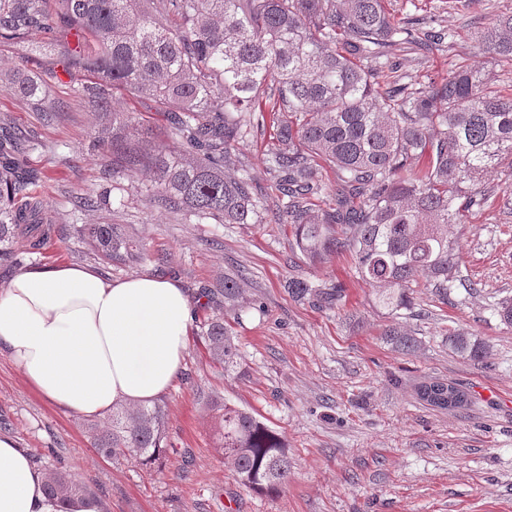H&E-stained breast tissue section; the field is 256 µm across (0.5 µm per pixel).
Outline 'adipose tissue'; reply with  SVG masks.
Returning <instances> with one entry per match:
<instances>
[{
	"mask_svg": "<svg viewBox=\"0 0 512 512\" xmlns=\"http://www.w3.org/2000/svg\"><path fill=\"white\" fill-rule=\"evenodd\" d=\"M194 306L179 281L149 273L112 280L87 268H26L0 289V354L56 407L100 417L169 390ZM45 482L28 452L0 435V512H61Z\"/></svg>",
	"mask_w": 512,
	"mask_h": 512,
	"instance_id": "ef3b65f1",
	"label": "adipose tissue"
}]
</instances>
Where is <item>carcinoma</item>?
<instances>
[{
	"label": "carcinoma",
	"mask_w": 512,
	"mask_h": 512,
	"mask_svg": "<svg viewBox=\"0 0 512 512\" xmlns=\"http://www.w3.org/2000/svg\"><path fill=\"white\" fill-rule=\"evenodd\" d=\"M33 32L52 46L59 45L60 32L74 36L58 56L69 77L92 75L74 94L108 118L96 131L97 149L112 152L114 174L148 173L165 208L201 221L257 223L250 183L226 176L224 163L240 142L264 131L270 114L274 133L266 162L277 191L288 198L276 218L289 224L307 265L349 254L357 277L392 313L408 305L421 277L444 305L452 288L475 290L459 275L458 237L450 226L490 203L478 191L484 176L512 172V96L493 90L482 64L415 87L381 86L395 53L445 43L451 49V31L397 19L386 0H0V40L23 43ZM471 38L489 62L512 63V11ZM0 77L41 123L63 111L38 76L17 70ZM117 87L167 111L169 132L140 130L131 113L110 109ZM173 137L183 150L169 147ZM39 145L31 129L7 124L0 133V259L19 241L36 251L48 237L46 206L29 195L42 175L30 162ZM326 167L336 172L330 187L319 179ZM322 195L329 203L318 208L314 200ZM109 203L86 191L73 197V210L97 211ZM75 231L107 264L142 259L140 240L125 224H82ZM287 289L296 300L325 308L344 300L341 286L302 277L288 279ZM382 336L404 354L419 348L395 322ZM200 338L224 375L244 376L224 316L202 324ZM447 340L471 361L487 354L484 343L464 332ZM447 388L434 381L419 394L446 409L440 394ZM207 406L216 447L240 487L272 494L288 483V445L279 432L222 399ZM88 430L97 453L113 461L151 465L166 453L167 418L159 404H115ZM45 491L64 510L94 498L63 468L46 475Z\"/></svg>",
	"instance_id": "cac0c4a2"
}]
</instances>
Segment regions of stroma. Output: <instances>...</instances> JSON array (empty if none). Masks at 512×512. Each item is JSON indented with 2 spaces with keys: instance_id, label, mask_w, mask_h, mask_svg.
Returning <instances> with one entry per match:
<instances>
[{
  "instance_id": "35a3bbf8",
  "label": "stroma",
  "mask_w": 512,
  "mask_h": 512,
  "mask_svg": "<svg viewBox=\"0 0 512 512\" xmlns=\"http://www.w3.org/2000/svg\"><path fill=\"white\" fill-rule=\"evenodd\" d=\"M388 7L396 17L460 38L452 50L395 56L398 78L415 84L480 64L469 34L512 10V0H388ZM40 41L34 34L21 47L0 43V69L56 70L55 52ZM50 95L64 111L41 126L15 89L0 83V116L39 128L44 146L31 162L43 177L31 191L52 219L43 249L18 251V261L124 279L159 274L163 256L192 294L226 277L242 280L243 295L223 313L245 376L224 377L203 340L190 334L179 373L160 399L168 417L166 455L161 466L146 467L100 456L86 418L50 404L0 356V435L14 438L41 470H71L106 512H512V327L495 313L497 302L512 295V177L486 180L491 204L459 230L460 271L476 292L451 289L442 304L421 285L410 306L391 315L376 306L349 255L308 266L288 225L273 217L259 224L200 221L153 204L142 176L106 175L107 160L93 147L91 107L76 101L66 80L53 84ZM112 101L143 127L161 132L169 124L167 112L147 98L118 90ZM263 150L241 142L232 171L275 210L282 202ZM82 190L109 192L110 207L72 216L70 199ZM101 223L134 228L145 247L142 263L107 265L78 241L77 226ZM292 276L342 283L346 298L331 309L296 301L284 288ZM394 321L420 340L417 352L405 355L384 341L381 333ZM458 330L485 343L487 357L470 361L453 352L444 338ZM432 380L460 388L466 403L429 406L418 391ZM211 395L260 415L282 435L292 465L282 492L238 487L215 444L206 407Z\"/></svg>"
}]
</instances>
